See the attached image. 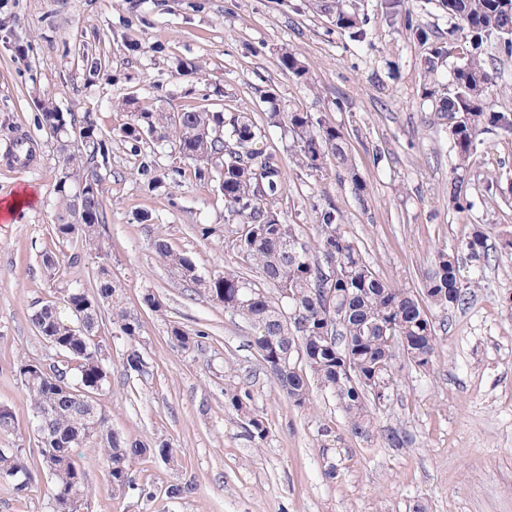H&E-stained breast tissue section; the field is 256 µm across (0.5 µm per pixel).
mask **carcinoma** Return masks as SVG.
Wrapping results in <instances>:
<instances>
[{
  "label": "carcinoma",
  "instance_id": "obj_1",
  "mask_svg": "<svg viewBox=\"0 0 512 512\" xmlns=\"http://www.w3.org/2000/svg\"><path fill=\"white\" fill-rule=\"evenodd\" d=\"M436 2L454 20V28L448 32V41L437 44L421 60L423 93L433 101L437 125L448 131L463 169L469 166L485 131L496 128L512 134V113L492 112L487 106L493 94L512 95V85L498 83L473 52L488 41L512 52V0ZM311 7L353 40L369 41V18L361 9V0H312ZM459 31L468 33L469 46L463 63L444 83L440 70L449 52L461 43L455 38ZM279 67L297 79L308 75L305 63L288 52L279 55ZM42 119L50 134H72L85 143V155L62 156L57 192L68 205L66 215L53 225V235L59 242L79 240L99 252L105 212L98 167L109 160V139L88 113L78 120L45 106ZM267 126L280 129L289 140L295 171L324 176L331 158L346 175L358 202L365 204L367 182L351 159L345 133L320 112H269L264 127L247 112H211L198 106L172 114L133 112L122 132L131 150L142 157L140 174L147 187H157L160 176L155 160L142 148L158 130L167 129L181 158L195 163V178L214 184L224 198V218L238 226L233 248L255 275L251 278L226 268L201 276L193 262L166 241H155L154 250L197 294L221 303L224 310L254 326L258 354L293 406H307L317 386L336 399L350 431L368 438L373 433L369 406L377 405L379 399L370 380L383 377L395 385L402 371L388 363L395 343L406 341L410 368L432 369L438 338L424 304L459 308L468 303L470 291L462 285L458 259L445 249L437 250L416 290L380 278L357 240L345 230L343 212L331 201L317 211L316 244L309 245L301 225L287 222L280 211L287 172L281 157L263 147ZM75 209L83 211L81 224L68 221L67 215ZM464 247L473 260L485 257L482 231L474 230ZM94 288L91 296L82 289L69 293L68 318L52 303L43 304L31 316L36 333L52 343L60 356L56 365L70 369L73 391H63L51 375L27 360L17 366L33 415H48L47 434L53 441L39 443L34 465L17 450L0 449V482L12 486L17 494L24 493L33 479L32 468L41 469L52 481L55 512H74L72 498L87 496L85 467L82 456L75 453L77 448L100 453L112 485L119 489L131 485L134 459L150 452L171 457L163 443L152 448L113 432L101 406L94 417L86 418L85 394L98 395L108 384L104 348L96 339L100 323L111 321L131 341L140 331L137 318L123 307L121 285L112 280L105 263L98 268ZM338 306L344 318L335 323ZM79 312L86 320L82 328L78 327ZM144 364L143 355L131 347L125 371L142 376ZM224 395L235 410L247 413V437L260 444L267 427L251 410V393L231 387Z\"/></svg>",
  "mask_w": 512,
  "mask_h": 512
}]
</instances>
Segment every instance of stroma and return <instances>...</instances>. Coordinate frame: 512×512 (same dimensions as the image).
Masks as SVG:
<instances>
[{
  "mask_svg": "<svg viewBox=\"0 0 512 512\" xmlns=\"http://www.w3.org/2000/svg\"><path fill=\"white\" fill-rule=\"evenodd\" d=\"M363 4L371 35L361 45L306 0H0V200L25 189L35 195L19 221L0 222V405L15 416L0 448L38 455L17 365L51 361L55 352L34 330L33 312L47 301L66 309L69 292L91 290L105 262L140 332L132 342L112 325L100 327L110 383L99 402L114 432L167 444L175 456L135 459L133 483L120 490L97 452L82 449L81 512H512V248L504 244L512 232V135L486 131L468 169L456 171L420 69L422 57L447 41L450 19L435 0H405L410 32L386 24L380 0ZM284 51L306 63L308 80L280 70ZM97 61L102 71H94ZM128 96L149 112L193 104L248 112L259 124L273 104L323 113L346 135L368 182L367 202L359 204L331 167L322 178L290 176L284 218L314 241L316 211L333 201L374 271L405 288L420 287L440 248L458 257L462 281L481 279L467 305L428 310L439 341L435 372L405 370L373 411L376 431L401 432L404 447L353 435L328 392L314 390L307 408L292 406L262 365L254 329L188 291L158 259L154 243L163 239L200 274L247 267L230 246L236 227L224 221L222 196L195 179L171 142H152L165 182L147 188L141 159L122 136L126 114L111 107ZM45 100L66 114L93 113L112 144L100 170L107 258L52 233L66 207L56 192L60 158L82 142L49 135ZM457 175L469 183L459 208L448 203ZM204 224L210 236L200 235ZM477 228L490 253L481 261L463 247ZM47 250L60 257L53 275L42 262ZM150 295L159 308L147 303ZM175 326L200 332L198 346H176ZM133 346L148 363L139 377L124 370ZM232 386L253 395L267 426L261 445L246 437L242 414L225 399ZM328 467L334 478H325ZM188 481L193 494L171 495ZM54 510L43 472L20 495L0 484V512Z\"/></svg>",
  "mask_w": 512,
  "mask_h": 512,
  "instance_id": "1",
  "label": "stroma"
}]
</instances>
